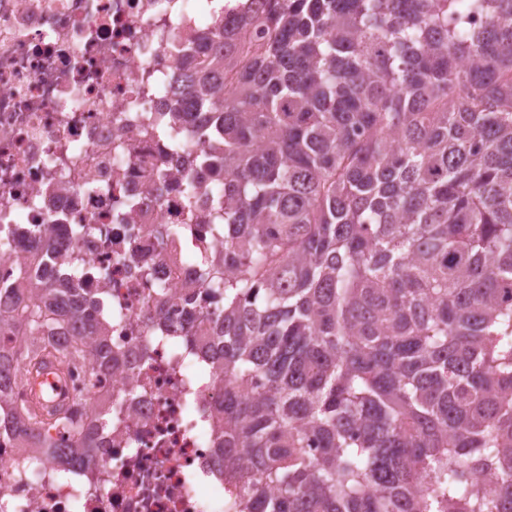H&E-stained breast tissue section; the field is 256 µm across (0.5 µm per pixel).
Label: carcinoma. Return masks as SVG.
<instances>
[{
  "instance_id": "1",
  "label": "carcinoma",
  "mask_w": 512,
  "mask_h": 512,
  "mask_svg": "<svg viewBox=\"0 0 512 512\" xmlns=\"http://www.w3.org/2000/svg\"><path fill=\"white\" fill-rule=\"evenodd\" d=\"M263 2L246 40L212 18L179 88L240 512H512V0ZM19 287L0 415L78 462L112 397L39 419L8 393L51 352L106 380L111 321Z\"/></svg>"
}]
</instances>
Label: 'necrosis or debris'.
<instances>
[{"label":"necrosis or debris","instance_id":"necrosis-or-debris-1","mask_svg":"<svg viewBox=\"0 0 512 512\" xmlns=\"http://www.w3.org/2000/svg\"><path fill=\"white\" fill-rule=\"evenodd\" d=\"M203 11L202 0H0V223L17 227L0 288L39 241L56 248L37 269L45 280L81 256L78 293L111 298L120 355L109 384L90 365H49L21 398L51 413L79 394L124 395L92 462L65 470L0 428V512H237L240 487L215 457L224 383L206 353L213 303L193 257L151 233L174 224L182 241L222 250L209 225L186 223L175 179L201 147L189 125L176 153L140 126L168 111ZM78 224L94 230L76 235ZM189 326L196 338L181 343Z\"/></svg>","mask_w":512,"mask_h":512}]
</instances>
